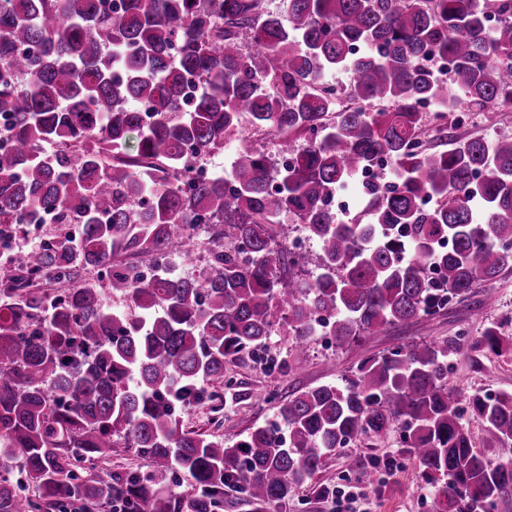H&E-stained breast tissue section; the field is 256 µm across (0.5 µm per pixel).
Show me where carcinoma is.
I'll return each instance as SVG.
<instances>
[{"label": "carcinoma", "mask_w": 512, "mask_h": 512, "mask_svg": "<svg viewBox=\"0 0 512 512\" xmlns=\"http://www.w3.org/2000/svg\"><path fill=\"white\" fill-rule=\"evenodd\" d=\"M288 16L265 0H126L119 12L0 0V225L54 212L83 229L0 261V512H220L228 491L280 512L326 457L392 432L438 485V512H512V393L467 400L492 460L448 386L458 339L368 357L288 395L279 422L230 447L178 419L207 388H231L227 362L276 367L265 348L278 328L300 350L319 331L344 350L512 270V137L452 135L438 149L420 111L438 106L446 132L512 104V0H288ZM433 56L449 81L424 64ZM336 72L353 74L341 96L325 80ZM194 73L202 90L186 106ZM246 129L275 136L287 168L241 146L224 175L193 179L187 154ZM378 157L395 175L362 185L370 222L338 221L328 197ZM286 214L320 245L311 281L281 238ZM202 229L198 277L163 263L141 279L146 262L192 259ZM91 269L104 285L81 282ZM117 293L129 312L112 309ZM504 341L489 325L470 348ZM114 448L152 469L94 473ZM462 407L464 408L463 423L471 431L475 447L478 451L484 452L490 459H494V450L492 448L496 447L487 441L480 420L472 414L465 400L462 402Z\"/></svg>", "instance_id": "obj_1"}]
</instances>
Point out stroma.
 Here are the masks:
<instances>
[{"mask_svg":"<svg viewBox=\"0 0 512 512\" xmlns=\"http://www.w3.org/2000/svg\"><path fill=\"white\" fill-rule=\"evenodd\" d=\"M492 323L509 339V346L497 355L466 350L451 355L448 385L465 396L512 392V271H508L476 288L464 303L366 337L346 350L330 348L322 336H315L300 369L273 371L242 356L225 369L239 397L214 388L211 399L183 408L179 418L184 428L219 435L230 446L252 428L273 419L293 390L338 381L361 360L397 344L458 335L473 338ZM366 479L371 486L362 504L364 512H434V487L422 478L417 462L394 433L362 440L345 454L326 458L312 488L290 499L286 512H336L334 502L321 496V489Z\"/></svg>","mask_w":512,"mask_h":512,"instance_id":"obj_1","label":"stroma"}]
</instances>
